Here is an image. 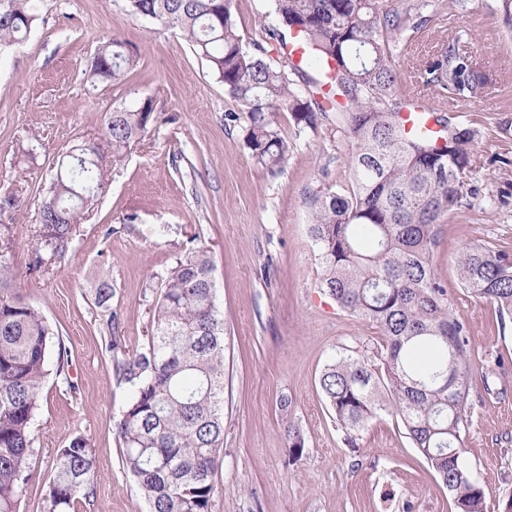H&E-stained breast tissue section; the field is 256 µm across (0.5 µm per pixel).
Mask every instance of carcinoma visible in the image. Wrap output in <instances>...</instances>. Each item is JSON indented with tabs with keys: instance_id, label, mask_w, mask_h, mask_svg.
<instances>
[{
	"instance_id": "cac0c4a2",
	"label": "carcinoma",
	"mask_w": 512,
	"mask_h": 512,
	"mask_svg": "<svg viewBox=\"0 0 512 512\" xmlns=\"http://www.w3.org/2000/svg\"><path fill=\"white\" fill-rule=\"evenodd\" d=\"M129 12L177 30L246 112V144L260 167L281 171L288 141L274 126L278 112L300 130L335 137V112L348 139L350 186L312 190L304 198L309 234L319 253L318 288L383 336L384 353L339 355L325 365L320 387L346 441L380 411L401 420L415 448L436 472L456 512H486L487 492L461 460L474 403L475 353L463 320L432 266L438 225L469 205L467 177L477 131L434 107L437 130L408 131L401 117L408 96L397 77L399 43L433 21L427 0H273L278 19L323 72L316 92L303 93L293 63L273 65L259 42L248 49L233 19V0H127ZM40 20L35 0H0V50L25 40ZM451 37L425 62V83L456 102L483 93L489 78ZM138 64L125 42L98 47L87 81L120 83ZM152 102L108 113L101 137L67 154L39 212L37 237L51 254L76 236L97 201L112 162L148 133ZM459 284L512 319V255L482 245L457 260ZM14 273L0 259V512H20L35 479L32 424L50 368L65 372L71 352L40 309L12 291ZM106 351L133 395L116 424L123 464L150 512H210L213 475L224 451V318L215 302L213 261L198 247L162 283L152 332L129 353L106 320ZM288 455L305 443L288 426ZM98 470L90 443L75 435L56 455L40 512H73L94 494Z\"/></svg>"
}]
</instances>
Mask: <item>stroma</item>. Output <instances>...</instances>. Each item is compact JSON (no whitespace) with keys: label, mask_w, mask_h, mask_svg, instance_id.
<instances>
[{"label":"stroma","mask_w":512,"mask_h":512,"mask_svg":"<svg viewBox=\"0 0 512 512\" xmlns=\"http://www.w3.org/2000/svg\"><path fill=\"white\" fill-rule=\"evenodd\" d=\"M244 46L264 41L270 60L284 54L263 30L277 25L269 0H234ZM124 41L138 65L118 84L89 85L83 72L108 36ZM458 37L474 62L497 73L495 86L459 120L474 128L476 194L439 227L433 266L453 311L486 366L512 358V322L458 285L457 257L472 244L512 252V31L486 0L466 10L443 0L434 21L401 46L399 87L422 90L419 72L437 42ZM151 100L154 120L121 162L104 154L107 181L98 201L48 272L32 269L38 212L60 157L98 137L117 107ZM236 103L207 62L177 31L132 15L126 0H46L27 39L0 51V244L16 285L71 350L65 375H50L33 424L37 475L22 502L37 512L53 461L75 435L91 444L99 471L95 493L75 512H148L122 462L115 425L133 388L105 349V323L116 314L127 351L142 348L160 283L190 246L214 262L216 303L224 316V453L213 480L212 512H454L447 489L408 438L399 419L380 412L360 434L345 435L319 376L339 353L379 348L372 323L350 316L317 281L304 197L349 178V143L298 131L290 115L276 128L291 152L281 172L255 164L246 120L229 122ZM114 294L97 305V278ZM498 397L476 406L462 459L487 492V512L512 494V372L489 376ZM77 391H70V384ZM291 405L281 410V397ZM305 441L288 457L285 430Z\"/></svg>","instance_id":"obj_1"}]
</instances>
